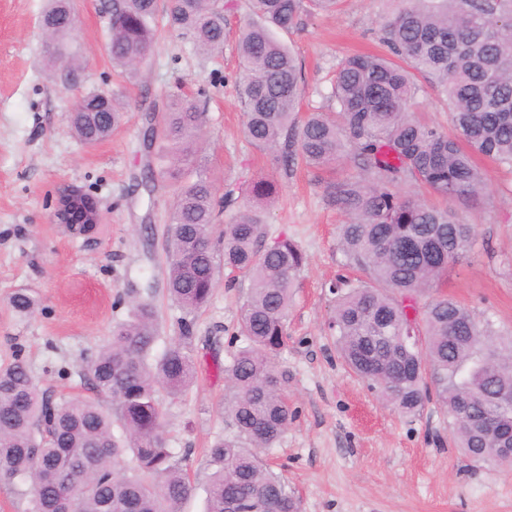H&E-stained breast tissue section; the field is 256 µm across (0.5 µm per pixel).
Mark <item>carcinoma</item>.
Instances as JSON below:
<instances>
[{"mask_svg":"<svg viewBox=\"0 0 512 512\" xmlns=\"http://www.w3.org/2000/svg\"><path fill=\"white\" fill-rule=\"evenodd\" d=\"M339 2L249 0L251 19L237 40L244 133L289 169L349 165L325 186L327 204L344 215L338 236L346 264L365 274L336 289L332 329L347 367L403 415L431 401L444 407L448 446L473 463L511 470L512 456L496 453L501 443L488 421L512 418V333L452 297L439 294L421 308L416 297L439 287L474 246V225L462 223L453 205L486 197L476 157L512 171V0H390L395 8L380 21L385 54L342 61L329 95L336 109L302 118V65L277 33ZM226 9V0H170L167 18L197 52L212 54L224 47ZM107 12L108 52L133 79L154 47L158 0H110ZM40 28L49 62L82 75L71 0H47ZM417 73L430 76L447 102L449 130L412 111ZM123 117L119 93L90 90L70 124L91 145ZM150 120L141 186L175 187L172 299L188 313L201 310L223 267L250 281L235 335L243 345L224 366L231 394L222 409L234 432L208 448L207 512H301L299 497L258 450L274 447L294 418L275 357L306 256L288 239L262 246L260 213L238 205L231 191L222 204L236 211L214 243L216 183L200 158L204 112L177 95ZM421 188L440 203L420 198ZM244 194L267 202L278 186L254 179ZM10 306L27 316L36 300L20 289ZM157 340L154 306L131 302L129 319L81 367L94 397L48 395L19 357L0 367V486L18 489L27 512H180L193 486L167 444L161 396L175 399L194 382L192 336L183 325L179 340L154 357ZM126 458L133 472H117Z\"/></svg>","mask_w":512,"mask_h":512,"instance_id":"obj_1","label":"carcinoma"}]
</instances>
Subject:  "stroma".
<instances>
[{"label": "stroma", "mask_w": 512, "mask_h": 512, "mask_svg": "<svg viewBox=\"0 0 512 512\" xmlns=\"http://www.w3.org/2000/svg\"><path fill=\"white\" fill-rule=\"evenodd\" d=\"M236 2L227 14L224 50L212 56L194 52L189 39L159 16L143 77L123 84L105 50L106 0H74L85 86L120 90L125 104L122 126L87 147L70 128L76 95L43 59L44 0H0V365L22 357L42 387L86 396L82 361L127 319L130 300L149 301L157 310L155 353L177 341L183 322H190L196 378L186 395L166 403L168 445L195 485L181 512H206V450L233 431L220 413L228 396L224 366L235 350L249 281L221 275L208 305L185 314L167 293L173 189H133L148 161L146 111H163L169 95L187 92L206 114L202 160L218 194L241 191L256 177L274 179L280 191L263 212L266 239L290 238L307 256L288 340L275 359L288 374L296 418L279 444L261 454L299 496L301 512H512V473L474 466L449 447L443 409L430 404L417 417H403L338 357L330 322L336 286L350 270L338 249L342 216L324 197L330 174L285 170L246 141L236 79L247 7L246 0ZM385 9L384 0H341L335 13L304 17L284 35L304 65L301 112L326 111L341 60L381 52ZM486 171L490 194L478 206L458 209L476 227L474 248L449 268L441 291L510 330L512 171L492 165ZM64 185L96 198L104 220L94 236H73L54 222L57 190ZM21 288L39 300L29 318L9 307Z\"/></svg>", "instance_id": "obj_1"}]
</instances>
